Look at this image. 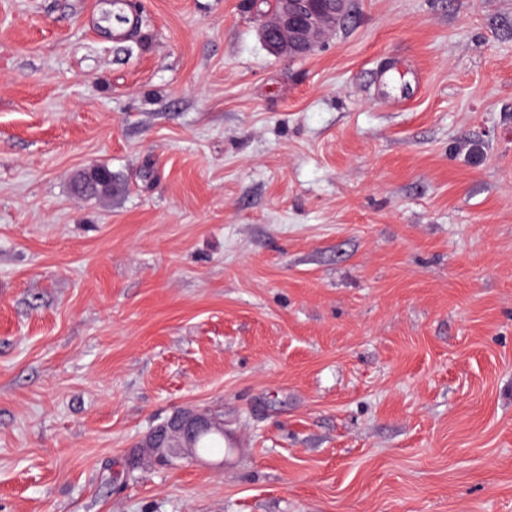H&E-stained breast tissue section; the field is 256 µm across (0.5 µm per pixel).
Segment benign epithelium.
Returning <instances> with one entry per match:
<instances>
[{
	"label": "benign epithelium",
	"mask_w": 512,
	"mask_h": 512,
	"mask_svg": "<svg viewBox=\"0 0 512 512\" xmlns=\"http://www.w3.org/2000/svg\"><path fill=\"white\" fill-rule=\"evenodd\" d=\"M277 8L265 15L262 38L276 55L297 57L310 53L347 16L350 0H276ZM224 427L195 409L181 410L149 434L150 461L173 466L193 454L196 436L203 430Z\"/></svg>",
	"instance_id": "1"
}]
</instances>
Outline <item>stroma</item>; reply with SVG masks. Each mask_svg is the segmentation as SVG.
Returning a JSON list of instances; mask_svg holds the SVG:
<instances>
[{
	"mask_svg": "<svg viewBox=\"0 0 512 512\" xmlns=\"http://www.w3.org/2000/svg\"><path fill=\"white\" fill-rule=\"evenodd\" d=\"M132 2L0 0V512H512V0ZM351 0H276L265 15L262 38L276 55H307L347 16ZM82 185L90 198L112 194V172L106 167H95L85 172L78 181L77 190ZM220 427L224 430V420L218 424L205 417L195 409L181 410L173 414L165 422L156 426L149 434V443L152 447L151 463L161 466H173L179 459L193 455L196 436L203 430ZM221 429L201 433L196 440L198 453H207L215 448H222L224 454L229 456L235 450V443L231 435H224Z\"/></svg>",
	"mask_w": 512,
	"mask_h": 512,
	"instance_id": "obj_1",
	"label": "stroma"
}]
</instances>
